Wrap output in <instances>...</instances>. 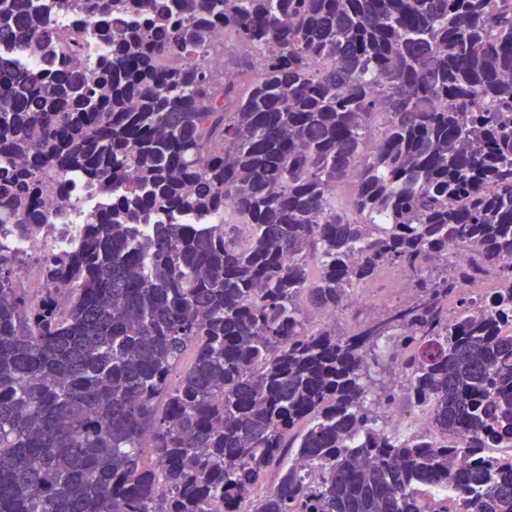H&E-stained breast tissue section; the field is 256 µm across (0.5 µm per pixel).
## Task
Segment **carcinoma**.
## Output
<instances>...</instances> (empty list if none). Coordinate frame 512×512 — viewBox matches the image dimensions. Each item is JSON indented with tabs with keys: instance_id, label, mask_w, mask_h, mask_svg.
I'll list each match as a JSON object with an SVG mask.
<instances>
[{
	"instance_id": "cac0c4a2",
	"label": "carcinoma",
	"mask_w": 512,
	"mask_h": 512,
	"mask_svg": "<svg viewBox=\"0 0 512 512\" xmlns=\"http://www.w3.org/2000/svg\"><path fill=\"white\" fill-rule=\"evenodd\" d=\"M65 2L0 0L47 61L0 68V225L111 203L36 298L0 244V512H512V0H76L144 15L95 71ZM394 366L432 434L377 426ZM94 23L81 13L79 9L61 10L52 15L50 26L56 34L72 33L74 30L84 32V42L89 52L94 49L92 40V29Z\"/></svg>"
}]
</instances>
